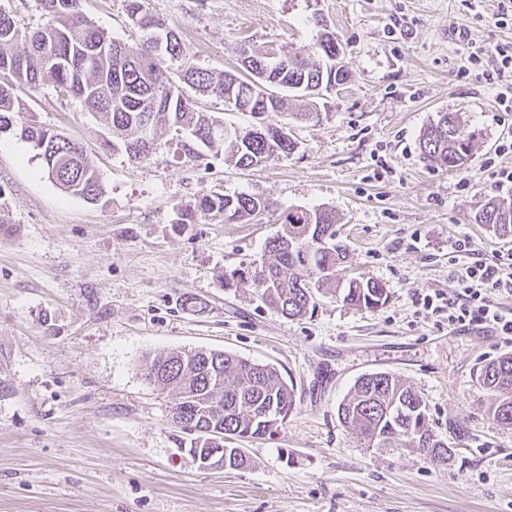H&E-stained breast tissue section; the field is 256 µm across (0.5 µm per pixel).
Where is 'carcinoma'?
<instances>
[{"instance_id":"1","label":"carcinoma","mask_w":512,"mask_h":512,"mask_svg":"<svg viewBox=\"0 0 512 512\" xmlns=\"http://www.w3.org/2000/svg\"><path fill=\"white\" fill-rule=\"evenodd\" d=\"M48 20L34 31L21 30L13 18L0 10V132L13 126L12 113L20 110L15 90L37 89L51 82L78 98L98 115L112 133V149H124L135 160L150 156L157 139L166 132L183 139L186 151L201 158L199 148L221 155L241 168H251L289 155L294 140L282 141L281 127L268 125L261 134L251 131L228 133L224 122L198 110L184 87L234 98L232 109L253 115L286 112L295 102L299 116L311 119L320 112L318 99L346 82L349 72L336 66V37L323 33L307 49L273 47L241 48L244 78L227 72L201 68L183 57L182 44L166 23L152 15L144 0H127V14L146 41L132 53L107 32L86 20L79 0H40ZM171 37L165 54L154 52L147 39ZM26 44L17 51L18 43ZM181 60L178 80L167 73L165 62ZM151 122L149 143L140 141L142 122ZM20 137L32 145L44 169L64 192L97 202L105 186L89 163L83 146L54 130L35 123L21 127ZM474 135L461 128L456 115L444 112L424 131L420 140L425 159L458 170L470 161ZM501 199L489 200L478 214V222L500 237L512 236V210L500 209ZM267 199L255 195L199 193L178 207L176 223L197 224L213 214L224 223L248 221L267 210ZM283 231L265 246L270 261L261 265V278L251 276V267L236 268L223 275L227 288L250 285L262 301L286 318L300 319L315 309L306 284L316 292L329 293L342 302L373 309L385 304L389 292L372 278L336 282V265L346 258V246L337 240L336 214L318 207L290 209L280 216ZM328 238L327 245L318 240ZM146 378L173 392L174 409L199 429L196 434L176 438L187 453L209 448V433L241 438L271 439L295 408L294 384L278 370L250 362L234 354L213 350H171L144 359ZM478 382L491 397L489 413L505 426H512V354L501 355L481 366ZM272 408L279 413L273 426L261 416ZM339 421L352 426L368 439L382 442L405 440L433 460L448 456L452 449L438 438L429 422L427 403L411 386L387 372L357 378L337 408Z\"/></svg>"}]
</instances>
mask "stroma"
Segmentation results:
<instances>
[{
  "label": "stroma",
  "mask_w": 512,
  "mask_h": 512,
  "mask_svg": "<svg viewBox=\"0 0 512 512\" xmlns=\"http://www.w3.org/2000/svg\"><path fill=\"white\" fill-rule=\"evenodd\" d=\"M512 0H147L190 62L242 73L241 45L309 46L323 32L350 72L318 119L284 112L298 147L241 169L194 158L161 136L134 162L81 101L22 86L14 124L78 140L106 187L90 203L61 191L14 132L0 133V512H512V428L493 420L480 367L512 344L450 333L422 307L447 290L449 243L478 253L512 247L475 220L507 198L485 160L512 137L470 48L512 43L498 25ZM87 20L133 52L143 38L125 0H80ZM460 115L477 149L450 171L424 159L423 130ZM212 191L259 195L273 207L244 224L177 227L176 207ZM327 207L348 247L338 277L385 284L389 301L360 310L317 296L292 320L254 288L224 287L235 268L267 261L289 208ZM213 349L274 366L296 405L275 439L233 440L246 466L205 470L177 448L176 402L143 374L146 356ZM388 372L424 398L452 452L434 461L340 424L355 380Z\"/></svg>",
  "instance_id": "35a3bbf8"
}]
</instances>
